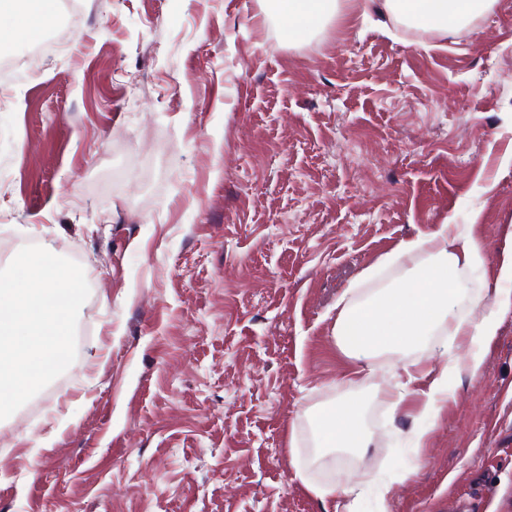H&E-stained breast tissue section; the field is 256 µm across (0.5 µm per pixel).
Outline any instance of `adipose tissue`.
Masks as SVG:
<instances>
[{"instance_id":"1","label":"adipose tissue","mask_w":512,"mask_h":512,"mask_svg":"<svg viewBox=\"0 0 512 512\" xmlns=\"http://www.w3.org/2000/svg\"><path fill=\"white\" fill-rule=\"evenodd\" d=\"M362 16L380 11V27L404 24L426 30H457L474 17L489 12L495 0H353ZM264 16L276 17L288 27L293 39L315 32L344 11L343 0H264ZM56 17L53 0H0V18L13 22V29L28 39L37 38L42 28ZM487 261L483 244L470 230L451 221L433 233L400 241L382 265L366 269L362 282L372 281L382 266L400 264L407 273L387 287L357 298L348 288L336 304L332 332L343 352L353 361L350 379L368 378L374 371V356L406 352L426 346L439 337L443 359L439 372L422 368L410 360L398 366L394 386L385 392L391 410L400 411L410 397L421 399L419 416L426 424L414 428L410 441L424 447L430 423L456 393L453 378L476 379L481 371L486 346L497 335L502 318L512 312V248L503 251L497 263L495 285L471 289L466 275ZM371 437L361 410L342 401L327 405L314 429V444L321 451L345 448L361 453ZM294 476L330 512H363L366 499H373L374 512H391L393 487L381 481L373 493L357 485L340 487L313 482L300 448L291 450Z\"/></svg>"}]
</instances>
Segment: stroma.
Returning a JSON list of instances; mask_svg holds the SVG:
<instances>
[{
  "mask_svg": "<svg viewBox=\"0 0 512 512\" xmlns=\"http://www.w3.org/2000/svg\"><path fill=\"white\" fill-rule=\"evenodd\" d=\"M78 3L67 48L0 87V269L47 243L90 286L75 361L0 420V512H324L294 443L318 483L397 477L392 512H512V313L417 454L383 400L400 355L349 384L332 335L445 218L489 262L512 247V0L302 42L260 0ZM334 399L364 456L312 451Z\"/></svg>",
  "mask_w": 512,
  "mask_h": 512,
  "instance_id": "35a3bbf8",
  "label": "stroma"
}]
</instances>
